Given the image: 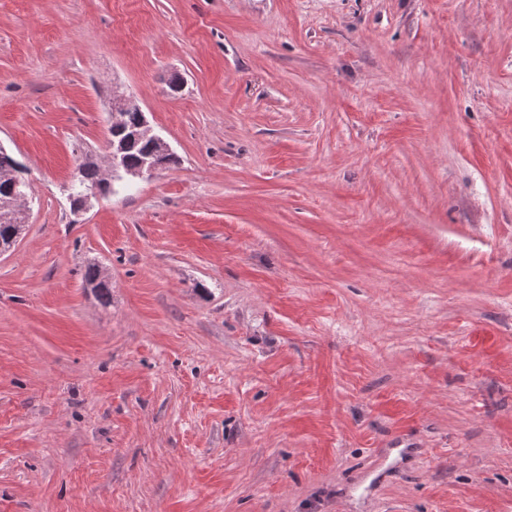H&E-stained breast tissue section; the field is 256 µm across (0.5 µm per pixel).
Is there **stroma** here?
<instances>
[{
    "instance_id": "stroma-1",
    "label": "stroma",
    "mask_w": 512,
    "mask_h": 512,
    "mask_svg": "<svg viewBox=\"0 0 512 512\" xmlns=\"http://www.w3.org/2000/svg\"><path fill=\"white\" fill-rule=\"evenodd\" d=\"M0 145V512H512V0H0ZM131 109L135 111L126 112L127 110ZM110 110L111 115L113 114V116H115L113 121L116 120L119 114L121 115V112H124V115L122 117L123 129L120 131H115L114 129L110 128L109 130L110 139L108 143L109 146L112 145V148L109 150L110 175L109 178H106V180L109 181L112 176H115L120 172L122 163L126 169H136L144 164L139 169L128 170L126 172V176L130 178L145 179L152 177L155 172L162 166L158 162V158H151L150 160L148 159L156 154V146L157 150L159 151V157L173 156L169 145L160 136L152 133V130L144 115V121L143 125L141 126L140 133L154 140L156 146L149 138H139L126 141L123 147V151L119 147L116 148L112 141L118 143L121 139L125 138L127 134H131L132 132L136 131L142 123L143 111L133 97L114 91V89L112 90ZM120 124L121 120L115 121L111 123L110 127H117ZM9 168L14 172L12 181H0V201L1 199H10L14 193L26 192V183L21 177L23 168L2 146L0 147V171L1 169ZM23 205L21 206V201ZM24 196L22 199L13 197L8 202L0 203V219L9 220L12 218L14 212L18 210L23 215L24 213ZM0 220V247L9 249L16 241L18 235L22 231L23 223H18L17 219L9 222L2 223ZM104 184V178H100L99 170L89 163L79 167L77 176L72 184V189L76 194L91 192L95 188H100Z\"/></svg>"
}]
</instances>
